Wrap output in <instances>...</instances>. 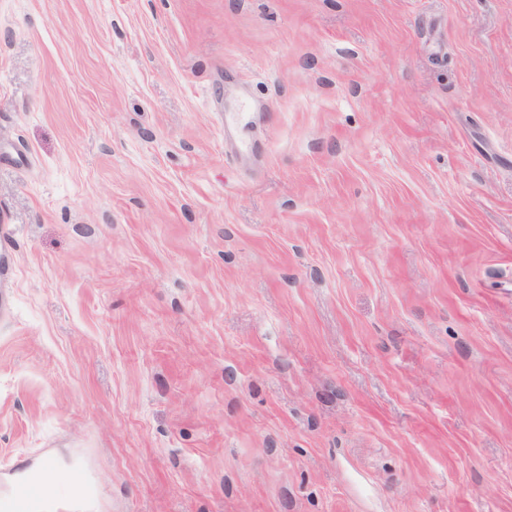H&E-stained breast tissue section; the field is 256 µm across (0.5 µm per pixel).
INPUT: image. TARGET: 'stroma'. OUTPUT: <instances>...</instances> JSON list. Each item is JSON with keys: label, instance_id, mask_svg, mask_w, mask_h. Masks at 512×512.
Instances as JSON below:
<instances>
[{"label": "stroma", "instance_id": "1", "mask_svg": "<svg viewBox=\"0 0 512 512\" xmlns=\"http://www.w3.org/2000/svg\"><path fill=\"white\" fill-rule=\"evenodd\" d=\"M0 492L512 512V0H0Z\"/></svg>", "mask_w": 512, "mask_h": 512}]
</instances>
